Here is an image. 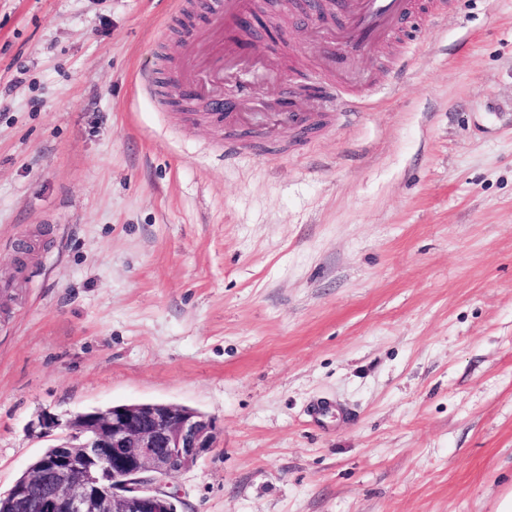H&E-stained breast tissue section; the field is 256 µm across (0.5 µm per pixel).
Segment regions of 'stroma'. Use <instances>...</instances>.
<instances>
[{"instance_id": "stroma-1", "label": "stroma", "mask_w": 512, "mask_h": 512, "mask_svg": "<svg viewBox=\"0 0 512 512\" xmlns=\"http://www.w3.org/2000/svg\"><path fill=\"white\" fill-rule=\"evenodd\" d=\"M365 55L294 137L216 128L182 69L214 0H0V493L75 414L160 401L216 422L184 512H496L512 492V0ZM296 21L318 65L334 27ZM238 95L277 111L268 36ZM60 422L51 435L40 414Z\"/></svg>"}]
</instances>
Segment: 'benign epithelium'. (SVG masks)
Instances as JSON below:
<instances>
[{
    "instance_id": "1",
    "label": "benign epithelium",
    "mask_w": 512,
    "mask_h": 512,
    "mask_svg": "<svg viewBox=\"0 0 512 512\" xmlns=\"http://www.w3.org/2000/svg\"><path fill=\"white\" fill-rule=\"evenodd\" d=\"M265 27L258 13L243 16L242 34ZM320 88L300 82L279 101L294 111L297 99ZM58 451L39 457L15 482L10 500L23 512L36 499L40 512H180L177 493L165 479L196 464L214 448L215 422L174 403L140 402L94 409L71 418Z\"/></svg>"
}]
</instances>
